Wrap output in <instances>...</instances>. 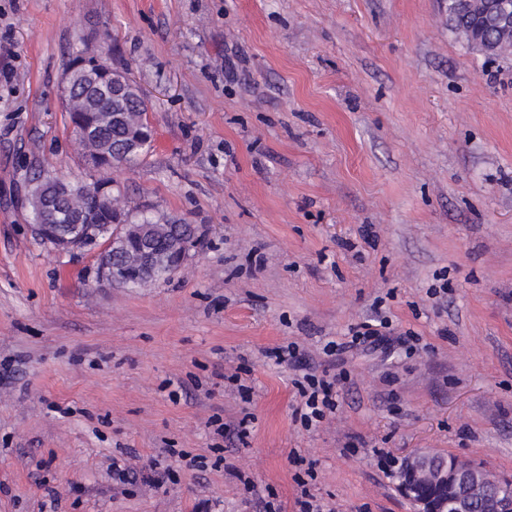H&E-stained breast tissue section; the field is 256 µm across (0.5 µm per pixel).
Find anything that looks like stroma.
Segmentation results:
<instances>
[{"mask_svg": "<svg viewBox=\"0 0 512 512\" xmlns=\"http://www.w3.org/2000/svg\"><path fill=\"white\" fill-rule=\"evenodd\" d=\"M87 50L153 130L113 193L201 232L146 288H92L93 253L30 230L33 168L95 176L63 105ZM378 315L388 349L324 354ZM292 342L337 379L310 428L266 356ZM0 369V512H260L248 479L281 512H414L418 449L512 479V54L448 0H0ZM165 448L206 466L113 482ZM450 5L448 10L453 20L450 29L468 44L476 27L479 14H477L476 10L470 9L469 2L452 0ZM485 44H487V42L483 40V31L478 30L475 37L472 36V45L475 47H483ZM196 245L197 244L192 239L187 242L184 245L183 251L178 256L172 258L170 267L163 266L160 268L155 278L142 280L141 278L131 277L128 282H126L125 286L128 288H142L149 284L170 279V275L172 274L171 271L177 272L184 265V263L191 257V252L196 247ZM169 269H171V271ZM157 469L158 463L154 460H150L148 464L143 465L139 471L133 470L125 463L120 464L116 459L112 461V477L117 478L122 483L136 482L139 479L145 485L159 488L164 482L163 478L157 475ZM139 476L141 477L139 478Z\"/></svg>", "mask_w": 512, "mask_h": 512, "instance_id": "stroma-1", "label": "stroma"}]
</instances>
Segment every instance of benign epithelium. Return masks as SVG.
Returning <instances> with one entry per match:
<instances>
[{
    "mask_svg": "<svg viewBox=\"0 0 512 512\" xmlns=\"http://www.w3.org/2000/svg\"><path fill=\"white\" fill-rule=\"evenodd\" d=\"M483 29L472 38L475 47L485 46L483 30L493 28L502 39L512 38V0H497L488 3L480 15ZM88 79L87 86L93 87L104 79L112 86V97H121L129 84L126 76L112 68L102 66V58L97 53L86 52L71 64L64 76V104L70 124L79 118L73 110L70 90L78 70ZM98 198L102 207L113 214L107 240H100L93 216L81 215L75 221L79 230L71 235L59 234L51 224H36L33 230L46 243L59 252H74L95 246L96 268L95 285L110 286L126 279L127 275H137L146 269L156 257V249L149 240H144L140 255L141 268H122L107 259V253L113 241L122 235L125 225L123 209L112 205V193L109 187L101 188ZM399 491L415 507V512H470L476 501H481L487 512H512V481L490 476L481 467L457 457L443 460L425 450L410 454L399 473Z\"/></svg>",
    "mask_w": 512,
    "mask_h": 512,
    "instance_id": "obj_1",
    "label": "benign epithelium"
}]
</instances>
